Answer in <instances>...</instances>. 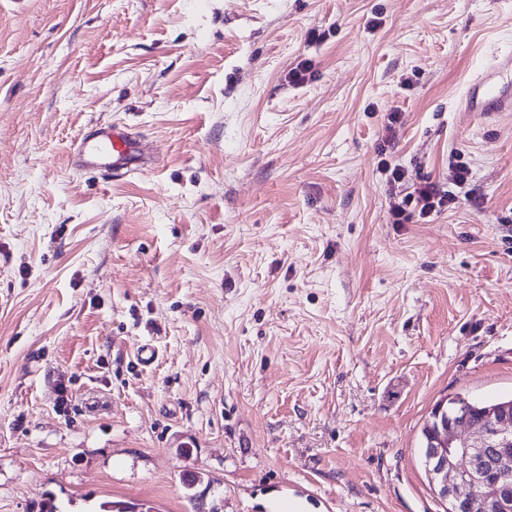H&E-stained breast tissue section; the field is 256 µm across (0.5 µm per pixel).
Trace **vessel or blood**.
<instances>
[{"mask_svg":"<svg viewBox=\"0 0 512 512\" xmlns=\"http://www.w3.org/2000/svg\"><path fill=\"white\" fill-rule=\"evenodd\" d=\"M508 73L512 74V53L499 58L469 82L461 111L476 112L489 119L512 112V85L502 81ZM143 158L140 140L132 137L125 126L115 123L96 126L75 147L77 166L107 178H121Z\"/></svg>","mask_w":512,"mask_h":512,"instance_id":"b4317fda","label":"vessel or blood"}]
</instances>
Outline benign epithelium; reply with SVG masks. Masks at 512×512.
Here are the masks:
<instances>
[{"label": "benign epithelium", "instance_id": "7a95c632", "mask_svg": "<svg viewBox=\"0 0 512 512\" xmlns=\"http://www.w3.org/2000/svg\"><path fill=\"white\" fill-rule=\"evenodd\" d=\"M474 410L467 396L434 405L423 433L426 476L445 512H512V403L479 409L471 424L464 416Z\"/></svg>", "mask_w": 512, "mask_h": 512}]
</instances>
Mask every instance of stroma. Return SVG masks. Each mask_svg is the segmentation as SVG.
Listing matches in <instances>:
<instances>
[{
    "label": "stroma",
    "instance_id": "35a3bbf8",
    "mask_svg": "<svg viewBox=\"0 0 512 512\" xmlns=\"http://www.w3.org/2000/svg\"><path fill=\"white\" fill-rule=\"evenodd\" d=\"M505 50L512 0H0V512H444L432 407L512 395ZM113 121L149 164L76 170ZM453 152L391 223L381 154ZM508 73L512 74V53L499 58L468 83L460 110L479 112L489 119L512 112V85L501 80ZM399 193L392 197L389 204V214L392 219L391 223L406 224L412 216L410 207L417 212L420 219H427L433 213H438L449 205L456 204L459 196L451 190H444L433 182L426 181L413 192L404 195Z\"/></svg>",
    "mask_w": 512,
    "mask_h": 512
}]
</instances>
